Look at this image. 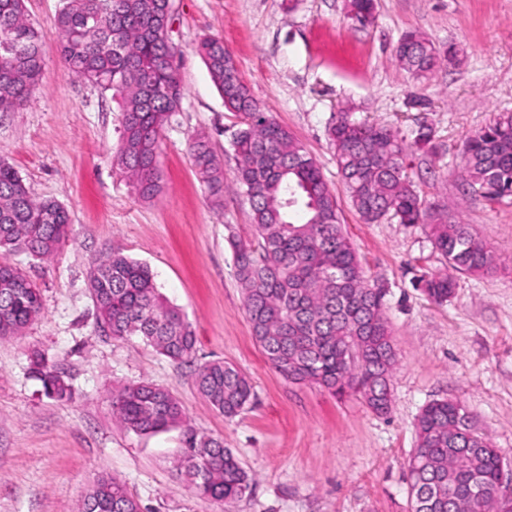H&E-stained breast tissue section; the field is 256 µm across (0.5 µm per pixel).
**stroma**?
<instances>
[{
	"label": "stroma",
	"mask_w": 512,
	"mask_h": 512,
	"mask_svg": "<svg viewBox=\"0 0 512 512\" xmlns=\"http://www.w3.org/2000/svg\"><path fill=\"white\" fill-rule=\"evenodd\" d=\"M168 30L183 99L160 140V194L136 197L113 161L118 114L111 93L72 78L59 54L60 0H26L42 36V81L26 108L0 117V155L39 198L69 212L55 256L7 260L41 290L43 313L0 341V512H76L99 473L125 482L145 512H409L404 464L415 421L435 399H455L512 462V199L490 202L460 178L468 136L512 111V0H375L356 26L348 0H172ZM422 34L454 58L429 78L400 68L395 48ZM217 36L263 112L286 126L319 165L370 283L385 290L399 363L392 410L379 416L359 396L334 397L285 381L251 334L227 239L253 237L250 202L236 183L229 112L196 46ZM396 131L407 174L432 217L468 224L498 257L485 276L460 275L448 302L417 286L445 272L423 224L365 223L341 183L327 128L334 113ZM432 149L414 144L420 126ZM208 135L224 162L227 191L214 206L188 151ZM148 264L164 296L196 332L194 363L178 364L138 338L103 333L87 289L107 248ZM44 351L66 372L72 401L48 398L28 375ZM221 359L252 380L253 404L227 419L192 383L195 364ZM149 382L169 389L192 424L223 438L256 478L225 505L194 494L174 459L180 429L138 435L112 417L113 389Z\"/></svg>",
	"instance_id": "1"
}]
</instances>
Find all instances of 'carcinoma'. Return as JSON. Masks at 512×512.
Wrapping results in <instances>:
<instances>
[{"label": "carcinoma", "mask_w": 512, "mask_h": 512, "mask_svg": "<svg viewBox=\"0 0 512 512\" xmlns=\"http://www.w3.org/2000/svg\"><path fill=\"white\" fill-rule=\"evenodd\" d=\"M171 0H62L56 16L60 59L75 78L112 92L121 116L115 155L139 198L161 190L159 140L179 111L182 87L176 50L164 33ZM373 0H349V16L366 24ZM197 51L241 127L232 147L236 183L249 197L255 242L229 239L252 335L285 380L315 384L333 395L354 392L378 415L392 405L391 379L398 353L383 308V295L365 276L356 248L343 231L336 197L321 168L290 131L262 112L241 80L224 41L207 36ZM398 65L426 78L442 64L436 48L417 32L395 49ZM43 69L41 36L25 0H0V113L30 103ZM341 179L353 208L368 223L391 215L402 224H423L425 199L406 175L407 151L390 129L340 112L328 128ZM189 154L212 202H224V165L209 138L197 135ZM461 177L471 192L490 201L512 197V115L467 138ZM70 218L53 199L34 197L13 165L0 157V251L39 260L54 256ZM434 249L449 272L422 276L433 301L454 292L456 275L488 274L496 266L487 244L467 224L429 225ZM88 288L97 323L105 333L137 336L174 362L192 361L196 334L180 308L160 293L151 268L110 249L94 259ZM39 288L17 267L0 262V340L21 335L41 316ZM29 372L45 395L73 399L58 364L34 350ZM194 383L227 419L253 403L248 377L236 366L212 360L197 366ZM112 416L139 435L184 425L179 402L148 382L112 392ZM416 446L407 459L411 512H512L504 510L499 486L508 463L475 431L456 401L428 403L416 423ZM177 472L197 495L232 503L252 491L254 478L224 440L185 425ZM78 512H143L124 482L102 472L88 486Z\"/></svg>", "instance_id": "carcinoma-1"}]
</instances>
